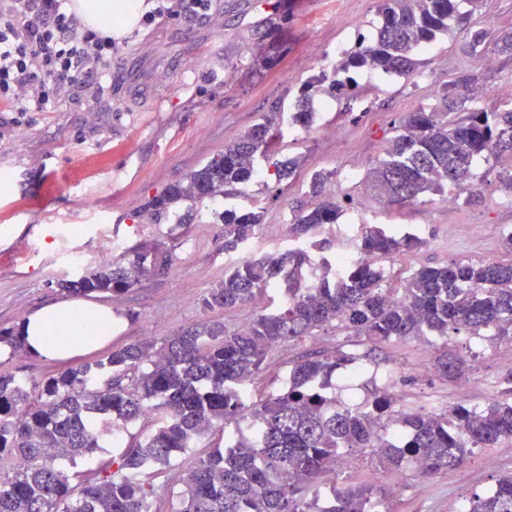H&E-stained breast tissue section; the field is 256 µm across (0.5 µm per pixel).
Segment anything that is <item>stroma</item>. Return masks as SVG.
<instances>
[{
    "mask_svg": "<svg viewBox=\"0 0 512 512\" xmlns=\"http://www.w3.org/2000/svg\"><path fill=\"white\" fill-rule=\"evenodd\" d=\"M276 2L218 0L215 12L204 18L164 20L147 29L134 25L117 37L121 49L112 60L111 96L53 112H0V328L18 326L30 312L67 298L61 282L99 265L106 244L147 255L160 251L170 259L167 273L145 278L119 298L97 295V302L124 319L108 345L67 363L7 353L0 356V373L44 379L144 339L163 340L206 319L236 327L258 307L275 310L282 297L274 288L259 306L206 312L201 302L223 281L231 260L284 251L294 243L291 214L310 203L308 182L318 170L333 172L334 197L345 207L338 223L314 234L325 242L326 258L353 246L365 224L408 227L423 239L421 249L384 260L394 275L453 260L507 258L503 238L512 229V206L505 202L506 191L486 175L498 166L495 157L472 163L480 201L461 203L452 212L438 201L385 207L362 180L381 156L394 123L406 113L437 107L438 88L458 76H470L472 87L494 92L483 101L468 99L469 110H512V56L495 53L491 65H484L462 53L465 33L452 29L422 49L416 75L350 72L351 97L319 96L315 123L304 131L287 118L301 89L331 72L339 45L350 47L358 35L372 34L378 0H290V18L280 28L269 23ZM259 42L267 46L270 64L253 58ZM276 105L283 112L277 149L283 156L302 157L304 166L287 186L275 187L261 177L244 195L226 198L232 207H263V222L252 239L225 252L224 226L213 218L208 201L199 203L200 213L189 224L154 217L148 206L154 196L222 154L225 144ZM445 346L467 360V378L487 381L491 393H462L459 381L434 373ZM311 349L356 355L362 374L353 380L344 372L336 379L338 399L349 403L365 402L371 380L391 374L401 406L446 411L459 404L482 405L500 396L503 377L512 371V345L497 340H393L373 350L328 328L272 350L261 374L246 386L250 400L276 393L293 362ZM223 442V428L215 427L195 443L184 464L153 477L157 512H170L185 463ZM352 459L350 468L322 476L321 492L370 486L383 512H464L474 495L512 472V439L477 449L461 467L431 477L407 472L396 488L390 478L373 479L377 467L368 453L354 452Z\"/></svg>",
    "mask_w": 512,
    "mask_h": 512,
    "instance_id": "stroma-1",
    "label": "stroma"
}]
</instances>
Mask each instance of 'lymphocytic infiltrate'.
I'll use <instances>...</instances> for the list:
<instances>
[{
  "mask_svg": "<svg viewBox=\"0 0 512 512\" xmlns=\"http://www.w3.org/2000/svg\"><path fill=\"white\" fill-rule=\"evenodd\" d=\"M70 0H0V112H52L112 91L118 45Z\"/></svg>",
  "mask_w": 512,
  "mask_h": 512,
  "instance_id": "obj_1",
  "label": "lymphocytic infiltrate"
}]
</instances>
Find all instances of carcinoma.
Masks as SVG:
<instances>
[{"instance_id": "carcinoma-1", "label": "carcinoma", "mask_w": 512, "mask_h": 512, "mask_svg": "<svg viewBox=\"0 0 512 512\" xmlns=\"http://www.w3.org/2000/svg\"><path fill=\"white\" fill-rule=\"evenodd\" d=\"M483 0H380L379 24L370 38L344 53L333 69L302 91L293 125L309 130L320 94L347 87L340 75L352 69L411 76L422 66L417 51L456 24L466 31L462 52L480 57L487 44L512 56V32L494 34L470 25ZM460 76L438 90L440 108L404 115L394 126L382 157L369 170L366 188L386 206L399 207L425 197L465 191L480 199L471 170L477 156L512 159V110L464 112ZM279 112L265 113L247 132L224 146V153L171 186L151 202L156 215L185 224L193 208L179 214L174 205L213 200L231 190L241 193L259 175L257 159L268 156ZM299 157L274 164L275 183L297 174ZM331 171L311 175L312 202L293 210L296 242L286 251L248 258L228 267L224 281L202 299L206 310L231 309L279 287L282 305L256 314L234 329L204 320L158 343L144 340L115 349L92 364L70 367L42 381L0 374V512H156L155 492L146 477L170 468L216 423L224 424V447L197 459L182 480L171 512H378L373 489L334 488L320 501L315 483L333 470L340 453L369 450L380 467L400 475L417 464L424 475L457 467L477 448L512 438V399L482 406L457 405L436 413L401 409L395 433L384 429L396 399L386 387L373 389L359 406L329 395L338 370L356 357L340 349L314 352L293 363L283 389L246 403L240 386L262 370L280 343L311 336L330 326L370 346L424 336L448 339L465 334L493 336L512 343V260H454L422 266L386 284L383 269L368 264L340 267L313 256L324 244L312 231L335 224L341 202L326 187ZM264 211L226 208L224 250L250 240ZM424 245L417 234L395 226L366 224L357 240L375 259L393 258ZM135 254L128 261L100 264L62 283L75 294L121 296L152 275L168 272L170 259ZM25 350L20 329L0 330V349ZM466 361L446 349L434 371L456 379ZM158 414L161 422L145 439L130 432L138 421ZM129 433L119 462L93 464L108 433ZM466 512H512V474L470 501Z\"/></svg>"}]
</instances>
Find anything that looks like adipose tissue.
Masks as SVG:
<instances>
[{"mask_svg": "<svg viewBox=\"0 0 512 512\" xmlns=\"http://www.w3.org/2000/svg\"><path fill=\"white\" fill-rule=\"evenodd\" d=\"M140 6V0H74L84 22L106 32L118 33L131 25ZM122 323V316L111 307L65 301L26 316L21 331L31 354L69 360L111 340Z\"/></svg>", "mask_w": 512, "mask_h": 512, "instance_id": "ef3b65f1", "label": "adipose tissue"}]
</instances>
